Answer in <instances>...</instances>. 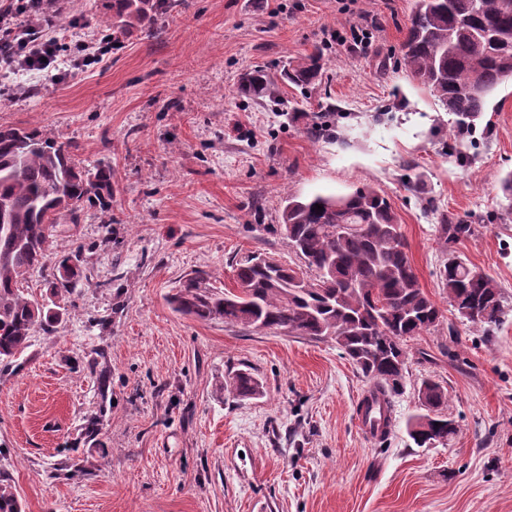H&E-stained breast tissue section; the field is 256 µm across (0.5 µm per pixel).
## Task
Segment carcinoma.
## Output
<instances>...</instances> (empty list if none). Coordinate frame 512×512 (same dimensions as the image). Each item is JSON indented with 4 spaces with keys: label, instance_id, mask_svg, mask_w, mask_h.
<instances>
[{
    "label": "carcinoma",
    "instance_id": "carcinoma-1",
    "mask_svg": "<svg viewBox=\"0 0 512 512\" xmlns=\"http://www.w3.org/2000/svg\"><path fill=\"white\" fill-rule=\"evenodd\" d=\"M174 0H106L101 26L112 42L135 31L153 33ZM398 63L458 119L459 126L484 111L487 96L512 77V0H415ZM320 49L288 62L279 77L256 67L239 77L236 93L273 98L277 83L308 87L322 80ZM74 145L40 127L0 126V367H12L31 338L52 333L81 268L65 257L51 272L52 304L24 294L29 272L47 268L52 230L64 217L77 221L85 208H112V164L77 166ZM323 206L322 211L314 209ZM280 223L267 232L282 234L306 273L272 269L252 254L235 262L237 288L221 290L205 275L186 279L171 296L174 310L202 321L253 330H281L297 336L330 338L373 388L359 411L370 431L389 433L393 393L407 372L405 339L436 328L441 312L422 288L411 264L399 217L379 190L365 186L344 196L316 194L284 198ZM458 220L440 225L443 243L467 236ZM441 288L460 318L492 326L507 315L502 289L491 276L450 255L439 271ZM253 373L236 370L220 384L235 398L261 394ZM421 412L407 422L418 447L442 445L456 433L448 391L426 379L418 390ZM0 512H22L10 480L0 474Z\"/></svg>",
    "mask_w": 512,
    "mask_h": 512
}]
</instances>
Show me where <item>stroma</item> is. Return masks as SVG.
Masks as SVG:
<instances>
[{"instance_id": "1", "label": "stroma", "mask_w": 512, "mask_h": 512, "mask_svg": "<svg viewBox=\"0 0 512 512\" xmlns=\"http://www.w3.org/2000/svg\"><path fill=\"white\" fill-rule=\"evenodd\" d=\"M106 0H59L64 49L98 38ZM414 0H178L157 32L58 78L16 74L33 95L0 105V126L72 141L85 165H112V212L58 225L56 258L84 275L56 333L36 332L0 374V471L23 512H512V314L487 331L462 322L440 288L448 255L490 274L512 302V79L472 131L396 62ZM368 30L366 47L351 32ZM320 47V84L275 99L236 96L246 69L276 72ZM329 131L315 135L310 117ZM371 186L397 213L436 329L407 339L392 426L359 417L371 383L335 341L249 331L174 312L197 271L235 288L248 252L300 267L266 232L286 194ZM471 232L443 244L438 226ZM104 350L99 392L87 369ZM251 370L261 396L220 397ZM448 391L458 433L417 447L406 431L425 379ZM108 400L95 438L86 417Z\"/></svg>"}]
</instances>
